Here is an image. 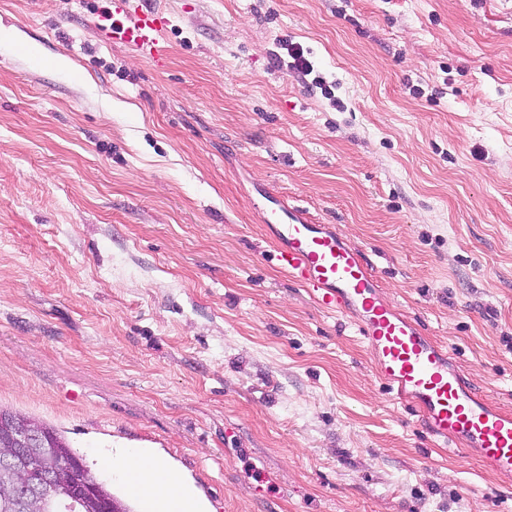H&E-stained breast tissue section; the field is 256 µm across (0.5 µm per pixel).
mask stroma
Segmentation results:
<instances>
[{
  "label": "stroma",
  "instance_id": "35a3bbf8",
  "mask_svg": "<svg viewBox=\"0 0 512 512\" xmlns=\"http://www.w3.org/2000/svg\"><path fill=\"white\" fill-rule=\"evenodd\" d=\"M155 2L161 67L108 0H0V406L93 468L150 450L201 512H512L264 222L333 225L512 411V0ZM145 0H110L111 20L103 26L112 44L136 51L143 60L162 66L168 50L162 38L169 23L164 12L145 4Z\"/></svg>",
  "mask_w": 512,
  "mask_h": 512
}]
</instances>
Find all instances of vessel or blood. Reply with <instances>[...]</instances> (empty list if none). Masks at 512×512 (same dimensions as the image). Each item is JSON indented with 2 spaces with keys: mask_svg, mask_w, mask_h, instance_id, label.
Returning <instances> with one entry per match:
<instances>
[{
  "mask_svg": "<svg viewBox=\"0 0 512 512\" xmlns=\"http://www.w3.org/2000/svg\"><path fill=\"white\" fill-rule=\"evenodd\" d=\"M103 32L112 44L163 65L168 50L164 12L144 0H110ZM275 239L273 257L289 279L329 312L348 316L365 342L378 377L414 407L432 438L452 443L494 474L512 478V413L492 404L432 341L382 293L361 252L327 224L309 223L299 209L265 217Z\"/></svg>",
  "mask_w": 512,
  "mask_h": 512,
  "instance_id": "b4317fda",
  "label": "vessel or blood"
}]
</instances>
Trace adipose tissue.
Masks as SVG:
<instances>
[{"instance_id":"adipose-tissue-1","label":"adipose tissue","mask_w":512,"mask_h":512,"mask_svg":"<svg viewBox=\"0 0 512 512\" xmlns=\"http://www.w3.org/2000/svg\"><path fill=\"white\" fill-rule=\"evenodd\" d=\"M103 463L113 472L131 475L139 485L150 487L159 500L175 503L179 512H193L190 491L172 480L167 464L154 454L136 456L125 450L105 456Z\"/></svg>"}]
</instances>
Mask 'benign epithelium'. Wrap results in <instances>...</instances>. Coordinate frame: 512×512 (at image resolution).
Here are the masks:
<instances>
[{
  "label": "benign epithelium",
  "mask_w": 512,
  "mask_h": 512,
  "mask_svg": "<svg viewBox=\"0 0 512 512\" xmlns=\"http://www.w3.org/2000/svg\"><path fill=\"white\" fill-rule=\"evenodd\" d=\"M0 447L7 449L0 454V466L18 471L23 476L18 501L21 512H27V506L33 501L44 502L50 490L58 485H66L70 492L57 500V503L73 506L92 495L93 488L82 477L80 463L68 460L65 474L59 476L52 470L39 468L29 455L31 448L52 450V441L46 430L39 423L29 421L19 424L14 420L0 416Z\"/></svg>",
  "instance_id": "obj_1"
}]
</instances>
